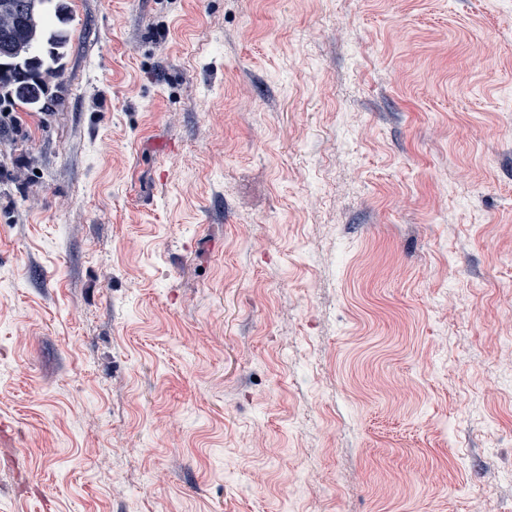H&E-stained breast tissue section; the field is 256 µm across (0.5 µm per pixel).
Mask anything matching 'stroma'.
Listing matches in <instances>:
<instances>
[{"label":"stroma","instance_id":"35a3bbf8","mask_svg":"<svg viewBox=\"0 0 512 512\" xmlns=\"http://www.w3.org/2000/svg\"><path fill=\"white\" fill-rule=\"evenodd\" d=\"M64 7L0 512H512V0Z\"/></svg>","mask_w":512,"mask_h":512}]
</instances>
